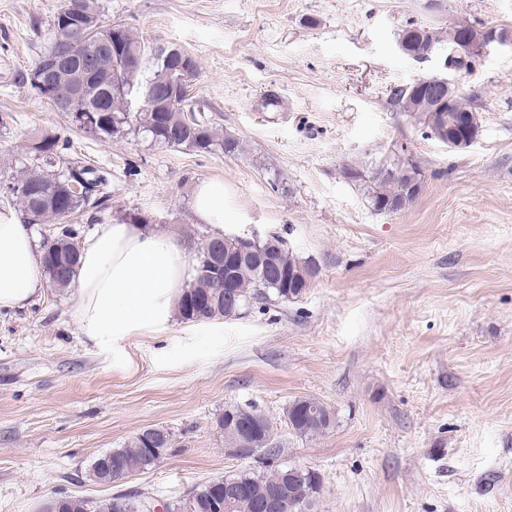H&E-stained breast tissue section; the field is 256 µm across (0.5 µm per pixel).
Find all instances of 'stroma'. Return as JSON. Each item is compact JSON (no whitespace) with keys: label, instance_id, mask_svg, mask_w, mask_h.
Here are the masks:
<instances>
[{"label":"stroma","instance_id":"1","mask_svg":"<svg viewBox=\"0 0 512 512\" xmlns=\"http://www.w3.org/2000/svg\"><path fill=\"white\" fill-rule=\"evenodd\" d=\"M62 3L0 0V182L31 164L33 140L57 137L65 158L112 171L109 208L83 233L138 212L195 250L211 229L193 188L220 179L227 222L282 236L318 273L290 301L103 342L78 324L72 287L47 282L29 307L1 309L0 512H41L61 491L167 504L260 469L263 454L225 449L217 420L233 404L271 420L274 464L318 472L317 512H512V48L453 77L480 117L468 148L427 136L391 97L439 71L401 53L403 29L512 31V0H98L103 22L195 56L192 105L243 141L235 159L91 136L23 83ZM397 157L421 166L424 189L380 214L342 170ZM298 397L331 408L335 428L296 435ZM153 426L172 436L155 468L88 479L98 455Z\"/></svg>","mask_w":512,"mask_h":512}]
</instances>
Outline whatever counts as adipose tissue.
Listing matches in <instances>:
<instances>
[{"label": "adipose tissue", "instance_id": "1", "mask_svg": "<svg viewBox=\"0 0 512 512\" xmlns=\"http://www.w3.org/2000/svg\"><path fill=\"white\" fill-rule=\"evenodd\" d=\"M193 205L200 222L227 235L223 180L200 183ZM191 264L183 238L121 220L96 225L80 252L75 316L98 341L165 326L178 312ZM41 284L40 254L29 225L0 214V309L23 308Z\"/></svg>", "mask_w": 512, "mask_h": 512}]
</instances>
